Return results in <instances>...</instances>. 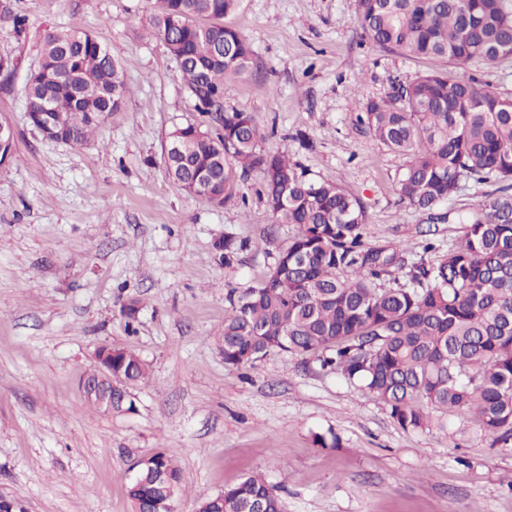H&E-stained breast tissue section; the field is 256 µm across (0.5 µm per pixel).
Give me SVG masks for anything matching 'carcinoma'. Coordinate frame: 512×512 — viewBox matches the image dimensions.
I'll list each match as a JSON object with an SVG mask.
<instances>
[{
    "instance_id": "1",
    "label": "carcinoma",
    "mask_w": 512,
    "mask_h": 512,
    "mask_svg": "<svg viewBox=\"0 0 512 512\" xmlns=\"http://www.w3.org/2000/svg\"><path fill=\"white\" fill-rule=\"evenodd\" d=\"M506 2L357 0V24L377 47L451 65L362 105L360 122L408 157L396 177L400 198L431 210L464 181L496 186L476 209L458 215L462 237L433 263L408 262L394 248L369 244L361 198L309 177L284 153L258 148L264 135L253 116L224 110V87L252 64L250 45L223 23L238 0H156L149 24L204 117L169 132V177L221 205L257 170L275 223L297 227L262 283L229 292L224 363L253 365L271 351L312 357L381 400L404 429L429 424L427 403L469 413L485 433L512 438V99L459 73L474 60L512 57ZM25 92L27 111L54 108L51 140L67 145L84 144L125 105L119 58L87 32L47 33ZM245 248L224 236V265ZM96 354L124 384L89 373L87 400L104 412L133 409L127 388L145 378L146 363L110 345ZM180 483L172 453L156 452L130 484L134 512H166ZM199 507L283 512L261 475L224 487Z\"/></svg>"
}]
</instances>
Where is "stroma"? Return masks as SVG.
<instances>
[{"instance_id":"obj_1","label":"stroma","mask_w":512,"mask_h":512,"mask_svg":"<svg viewBox=\"0 0 512 512\" xmlns=\"http://www.w3.org/2000/svg\"><path fill=\"white\" fill-rule=\"evenodd\" d=\"M356 7L239 0L224 23L254 56L228 83L224 108L253 115L261 149L360 197L369 243L412 258L427 228L441 244L457 240V213L483 196L467 185L429 213L400 200L407 158L359 123L357 102L448 63L379 49ZM151 9V0H15L25 35L0 21V57L11 64L0 118L16 130L15 157L0 165V496L24 512H131L135 464L167 449L181 469L178 512L255 473L284 512H512V439L484 434L473 416L430 405L432 425L405 430L316 362L273 352L225 365L228 291L260 284L296 228L275 223L259 173L220 207L169 178V131L202 117L146 29ZM51 30L91 33L123 66L124 110L77 147L43 139L27 119L25 84ZM464 72L512 98V57ZM299 130L311 150L294 141ZM227 233L250 244L229 268L215 248ZM104 343L148 366L129 390L133 410L105 414L82 396L79 380Z\"/></svg>"}]
</instances>
